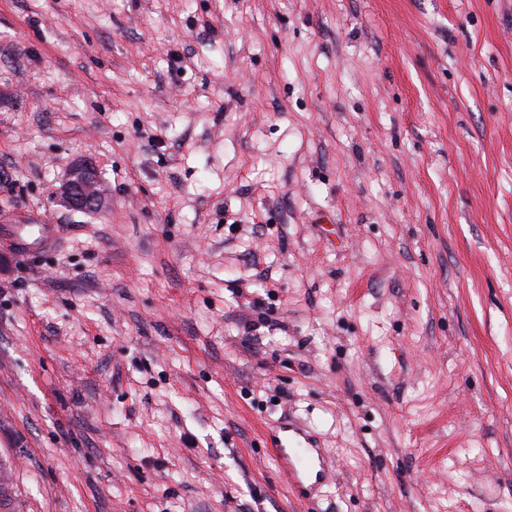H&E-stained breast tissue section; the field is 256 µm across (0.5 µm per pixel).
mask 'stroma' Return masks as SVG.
<instances>
[{
  "instance_id": "stroma-1",
  "label": "stroma",
  "mask_w": 512,
  "mask_h": 512,
  "mask_svg": "<svg viewBox=\"0 0 512 512\" xmlns=\"http://www.w3.org/2000/svg\"><path fill=\"white\" fill-rule=\"evenodd\" d=\"M5 212L0 512H512V0H0ZM58 202L73 211H101L106 193L97 171L90 166H76L62 185ZM58 232L59 225L56 224H15L9 246L16 254L25 256L32 249L51 246Z\"/></svg>"
}]
</instances>
